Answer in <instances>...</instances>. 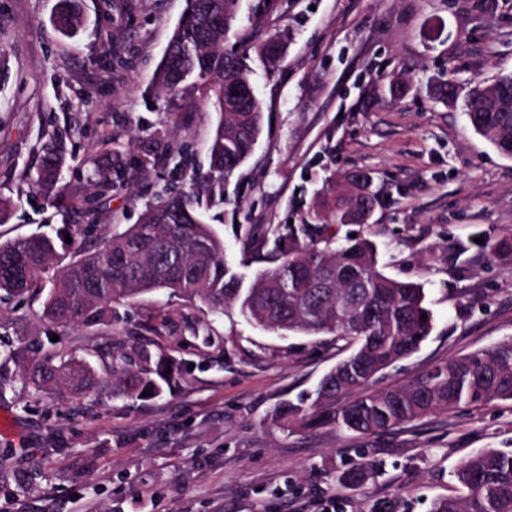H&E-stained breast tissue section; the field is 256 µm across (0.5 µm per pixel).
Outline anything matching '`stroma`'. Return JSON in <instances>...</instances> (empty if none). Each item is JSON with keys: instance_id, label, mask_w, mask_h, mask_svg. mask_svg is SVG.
Segmentation results:
<instances>
[{"instance_id": "obj_1", "label": "stroma", "mask_w": 512, "mask_h": 512, "mask_svg": "<svg viewBox=\"0 0 512 512\" xmlns=\"http://www.w3.org/2000/svg\"><path fill=\"white\" fill-rule=\"evenodd\" d=\"M58 0H0V196L14 206L0 242L95 222L94 238L138 223L154 192L187 190L209 169L217 115L154 83L187 0H82L78 36L58 35ZM238 0L229 33L288 44L275 68L250 58L264 129L247 162L206 213L232 263L250 252V226L297 224L341 172L373 179L363 224L337 228L373 240L385 271L419 282L434 315L428 338L375 382L391 389L430 366L512 338V157L499 154L460 110L438 102L435 80L462 89L512 73V0H278L256 17ZM120 52L126 62L109 59ZM74 148L54 204L19 181L48 135ZM185 144L178 165L163 141ZM136 172L96 215L85 201L94 165L115 155ZM33 290L0 302V512H431L456 495L454 471L485 449L512 450V400L432 415L379 435L314 426L282 431V401L312 399L345 357L333 335L281 337L157 291L113 322L59 327ZM171 356L182 377L162 396L130 402L111 382L77 395L61 382L33 396L11 352L40 347L104 372L110 347ZM381 474L359 490L337 478L358 462Z\"/></svg>"}]
</instances>
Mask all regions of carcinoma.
Segmentation results:
<instances>
[{
    "instance_id": "obj_1",
    "label": "carcinoma",
    "mask_w": 512,
    "mask_h": 512,
    "mask_svg": "<svg viewBox=\"0 0 512 512\" xmlns=\"http://www.w3.org/2000/svg\"><path fill=\"white\" fill-rule=\"evenodd\" d=\"M237 0H194V23L173 31L156 69L157 86L167 92L198 93L217 112L209 141L208 172L195 179L187 193H170L145 205L139 223L84 245L78 224L63 227L52 238L30 235L0 243V293L16 298L51 287L43 302V317L55 325L95 326L117 317L115 304L166 290L172 296L197 300L211 312L235 307L245 321L281 335L334 334L351 348L319 381L313 405L306 413L293 403H282L271 420L285 431L312 425H330L359 434H379L421 416L454 410L462 405L512 399V341L434 365L410 383L372 391L375 376L412 354L429 336L433 315L420 284L387 275L379 263L376 245L365 237L336 238L335 225L352 224L370 215L375 195L368 178L359 172L343 175L354 193L340 196L324 210L315 208L312 223L270 225L249 234L250 246L269 249L274 265L248 277L224 257V237L200 212L203 205L224 203V179L246 163L251 147L263 131V103L253 96L241 112L224 111V78L249 81L247 55L226 46V35L236 19ZM52 25L63 36H74L81 25L78 0H58ZM281 41L240 45L254 51L273 67L279 57L269 46ZM439 101L458 106L471 127L502 155L512 157V73L494 83L475 84L459 97L448 81L436 88ZM36 170L24 169L20 180L31 197L51 201L61 195L69 170L71 150L59 136L41 145ZM117 164L98 172L101 195L112 192L123 176ZM72 242H67L65 235ZM75 259L61 265L62 253ZM169 356L147 351L112 352L109 364L116 382L113 394L139 399L155 397L176 385L166 373ZM25 384L40 394L60 381L79 391L97 381L88 367L48 354L23 363ZM358 397L336 405L345 392ZM374 476L363 464L339 476L348 488H361ZM461 494L440 499L432 512H512V452L483 449L465 458L454 473Z\"/></svg>"
}]
</instances>
